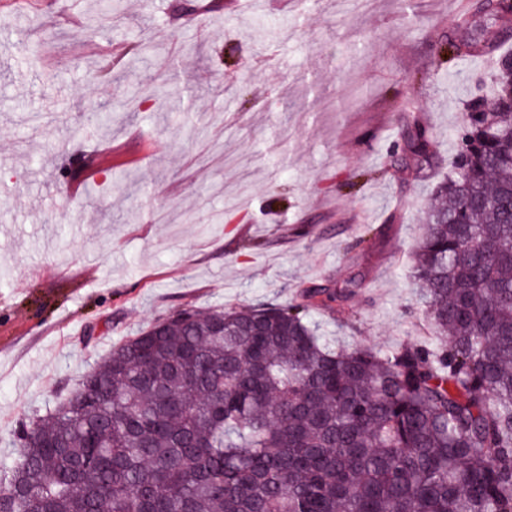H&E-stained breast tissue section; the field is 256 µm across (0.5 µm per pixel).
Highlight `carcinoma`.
Listing matches in <instances>:
<instances>
[{"instance_id": "1", "label": "carcinoma", "mask_w": 512, "mask_h": 512, "mask_svg": "<svg viewBox=\"0 0 512 512\" xmlns=\"http://www.w3.org/2000/svg\"><path fill=\"white\" fill-rule=\"evenodd\" d=\"M438 57L490 55L512 26L488 0ZM494 106L467 105L414 253L435 346L332 345L310 313L360 282L287 305L182 308L111 350L29 418L13 512H512V55ZM402 151L434 165L427 126Z\"/></svg>"}]
</instances>
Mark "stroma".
<instances>
[{
	"label": "stroma",
	"instance_id": "stroma-1",
	"mask_svg": "<svg viewBox=\"0 0 512 512\" xmlns=\"http://www.w3.org/2000/svg\"><path fill=\"white\" fill-rule=\"evenodd\" d=\"M480 2L123 0L108 24L97 0H0V487L22 421L182 306L284 304L354 274L313 311L319 335L431 342L412 255L493 69L435 48ZM407 100L439 157L418 175L394 148ZM109 110L129 118L88 119Z\"/></svg>",
	"mask_w": 512,
	"mask_h": 512
}]
</instances>
